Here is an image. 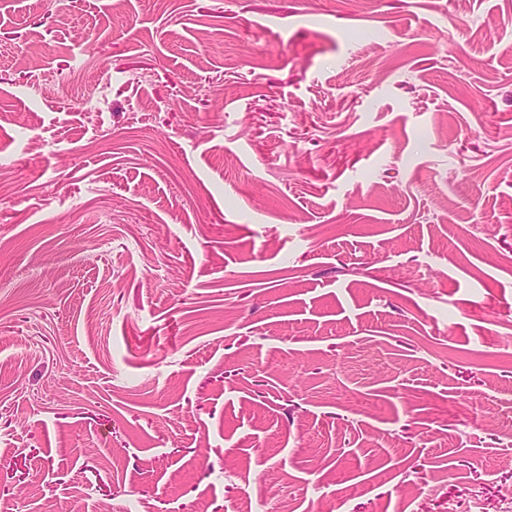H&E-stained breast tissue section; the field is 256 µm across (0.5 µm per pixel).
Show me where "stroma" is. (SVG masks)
Wrapping results in <instances>:
<instances>
[{
  "mask_svg": "<svg viewBox=\"0 0 512 512\" xmlns=\"http://www.w3.org/2000/svg\"><path fill=\"white\" fill-rule=\"evenodd\" d=\"M0 0V512H504L512 0Z\"/></svg>",
  "mask_w": 512,
  "mask_h": 512,
  "instance_id": "obj_1",
  "label": "stroma"
}]
</instances>
